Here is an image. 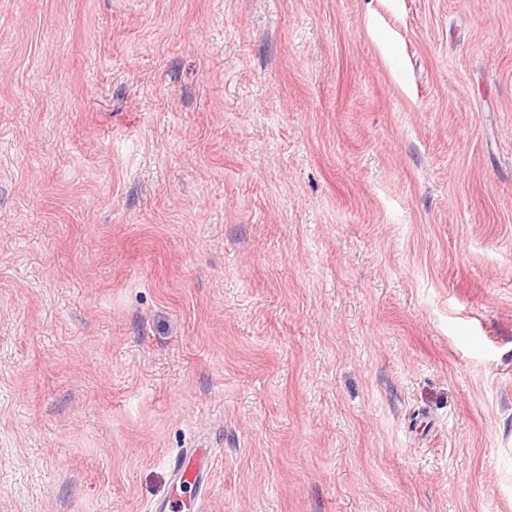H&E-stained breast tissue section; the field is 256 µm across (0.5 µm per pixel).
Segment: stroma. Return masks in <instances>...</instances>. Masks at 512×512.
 <instances>
[{
  "instance_id": "35a3bbf8",
  "label": "stroma",
  "mask_w": 512,
  "mask_h": 512,
  "mask_svg": "<svg viewBox=\"0 0 512 512\" xmlns=\"http://www.w3.org/2000/svg\"><path fill=\"white\" fill-rule=\"evenodd\" d=\"M512 512V0H0V512ZM212 455L211 448H186L173 462V469L179 479V485H195L201 472L206 470Z\"/></svg>"
}]
</instances>
